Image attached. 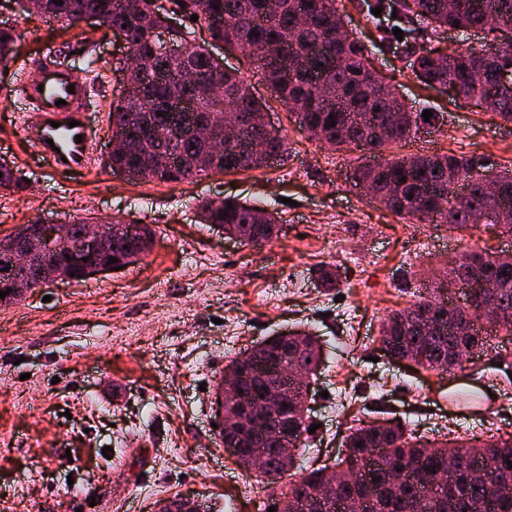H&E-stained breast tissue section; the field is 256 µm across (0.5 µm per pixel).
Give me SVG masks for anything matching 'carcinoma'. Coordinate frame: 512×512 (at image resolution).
Masks as SVG:
<instances>
[{"label":"carcinoma","instance_id":"1","mask_svg":"<svg viewBox=\"0 0 512 512\" xmlns=\"http://www.w3.org/2000/svg\"><path fill=\"white\" fill-rule=\"evenodd\" d=\"M182 20L196 24L217 15L223 24L208 28L212 40L232 38L264 72L277 98L294 115L301 130L329 147L343 151L360 149L383 152L402 146L425 124L422 113L407 107L376 87L369 69L368 49L357 39L336 38L340 15L338 0H172ZM28 19L53 20L71 25L76 13H91L108 29L124 28L128 41L141 60L131 73L132 93L117 94L108 112L110 128L128 125V115L142 113L144 124L131 130L139 142L138 163L125 154L112 156V167L137 165V178L181 182L210 173L260 169L268 158L254 153L238 139H262L268 148L284 157V138L278 131H265L249 124L252 115L264 111V104L249 86L224 69L218 59L196 51L192 63L197 86L217 84L220 95H199L189 107L192 87L179 76L181 62L159 52L153 30L166 19L152 14L151 0H17ZM360 9L396 14L411 26L424 24L435 30L455 27L481 29L499 19L512 26V0H357ZM6 41H1V38ZM17 33L0 29V67L6 69L15 56ZM411 70L429 86L457 83L475 105L491 107L500 118L512 123V88L499 81V63L476 48L433 54L427 49L413 52ZM232 102L238 112V129L224 128L225 104ZM216 123L224 150L210 155L200 167L197 157L204 145L193 135L199 123ZM171 127L173 139L158 142L150 126ZM499 185V195L485 196L478 179L471 178L474 164ZM457 171L469 179L464 199L448 191V172ZM352 181L363 187L377 203L398 216L425 224L436 219L460 229L495 225L512 235V168H494L467 155L433 153L386 159L375 166L353 171ZM26 181L18 167L0 162V190L22 191ZM232 206L200 205L203 224L224 226L238 239L257 245L278 236L275 215L264 207L230 199ZM482 256L483 292L491 295L501 311L500 320L485 323L474 314L471 331L458 332L454 320L433 333L427 309L435 301H448V287L439 282L416 296L406 308L396 310L382 321L381 348L397 356L426 352L421 363L426 370L448 371L461 366L463 358L481 356L489 348L495 329L512 335V263H500L497 254L467 248L464 254ZM322 364V352L315 337L302 330H289L270 340L261 355L248 360L233 357L226 368L237 374L245 404L236 420L224 425V446L238 449L237 464L255 473L264 486L275 484L294 467L293 456L283 460L277 432L268 436L250 427L256 410L267 404V395L277 392L285 403L288 445L293 451L305 446L313 426L303 410L304 397H312ZM347 452L337 457L339 471L354 475L352 480L336 476L325 479L323 468H307L288 485L283 497L297 506L295 512H429L421 504L432 494L434 512H512V496L490 495L475 475L485 464H493L505 478H512V435H492L485 440L461 437L430 443L399 422L385 425L365 422L350 428L345 438ZM401 471H396V468Z\"/></svg>","mask_w":512,"mask_h":512}]
</instances>
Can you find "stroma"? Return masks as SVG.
<instances>
[{
    "mask_svg": "<svg viewBox=\"0 0 512 512\" xmlns=\"http://www.w3.org/2000/svg\"><path fill=\"white\" fill-rule=\"evenodd\" d=\"M343 13L406 102L439 115L406 152L512 165V123L421 84L408 59L381 47L382 30L395 29L396 19L370 17L351 0ZM0 28L17 33V62L53 52L77 70L95 71L89 109L100 128L93 172H51L23 136L26 107L7 93L16 67L0 71V160L29 181L24 191L0 192V232L91 213L155 231L138 263L44 285L0 309V512H158L176 499L208 512L271 504L267 489L244 482L243 470L215 444L206 388L232 356L292 327L312 330L324 359L310 412L318 427L297 465L333 463L349 428L383 410L429 440L512 434L507 332L451 376L395 364L379 342L381 318L413 302L421 275L455 262L474 243L512 253V235L493 225L472 235L409 224L371 202L352 172L376 157L311 139L253 59L220 47L215 55L238 70L286 134L287 157L182 182L124 177L103 162L118 38L95 23L65 29L26 19L13 0H0ZM228 197L276 212L277 238L256 248L200 223L202 201ZM322 264L335 266L337 289L317 282ZM460 387L486 391L487 411L450 407L448 394ZM341 399L347 405L340 412Z\"/></svg>",
    "mask_w": 512,
    "mask_h": 512,
    "instance_id": "stroma-1",
    "label": "stroma"
}]
</instances>
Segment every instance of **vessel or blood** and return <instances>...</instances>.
<instances>
[{
    "mask_svg": "<svg viewBox=\"0 0 512 512\" xmlns=\"http://www.w3.org/2000/svg\"><path fill=\"white\" fill-rule=\"evenodd\" d=\"M33 71V77L11 85L14 97L37 114L34 122L24 126L32 152L52 171L88 173L93 168L97 133L87 112L93 91L89 77L53 59L36 62ZM209 398L215 425L213 435L219 441L224 436V418L220 414L223 373H216Z\"/></svg>",
    "mask_w": 512,
    "mask_h": 512,
    "instance_id": "b4317fda",
    "label": "vessel or blood"
}]
</instances>
